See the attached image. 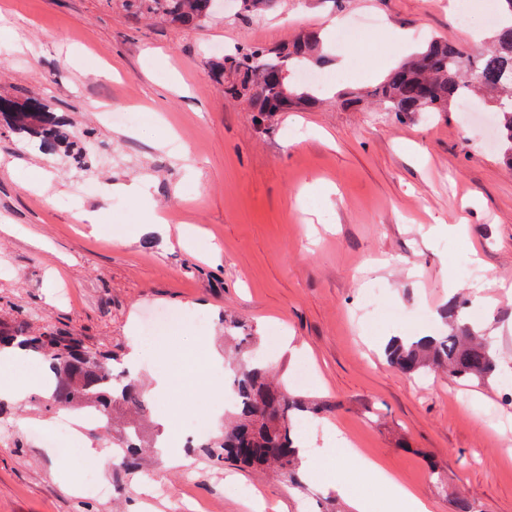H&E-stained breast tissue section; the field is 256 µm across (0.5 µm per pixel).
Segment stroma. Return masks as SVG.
Listing matches in <instances>:
<instances>
[{"label": "stroma", "mask_w": 512, "mask_h": 512, "mask_svg": "<svg viewBox=\"0 0 512 512\" xmlns=\"http://www.w3.org/2000/svg\"><path fill=\"white\" fill-rule=\"evenodd\" d=\"M453 0H275L263 17L221 12L194 30L125 12L118 0H0V98H34L64 114L75 133L94 131L106 160L83 172L0 133V308L31 310L34 327L57 325L126 356L144 344L137 324L154 309L181 313L179 341L133 375L150 387L158 362L175 382L164 411L224 417L181 380L187 349L224 350V318L259 340L287 337L294 356L267 352L292 393L337 404L309 434L343 429L364 455L383 463L426 501L454 512L468 497L477 512H512V402L500 383L442 374L410 377L391 367V337L423 336L433 314L456 297L512 372V170L500 164L477 117L444 112L402 120L367 92L407 55L438 36L471 49L494 28L462 26ZM372 17L358 40H335L338 25ZM316 31L330 42L321 103L257 122L227 100L209 59L243 44L274 48ZM152 113L117 126L104 109ZM168 222L146 230L128 196ZM103 214L98 235L84 213ZM67 285L72 303L56 291ZM309 382L294 385L299 366ZM224 357L214 378H232ZM56 412L5 400L0 420V512H174L171 491L195 512H347L320 483L288 486L274 473L208 466L198 448L183 463L158 458L130 473H98L112 495L71 490L63 473L88 463L49 458ZM440 475H432L430 463Z\"/></svg>", "instance_id": "1"}]
</instances>
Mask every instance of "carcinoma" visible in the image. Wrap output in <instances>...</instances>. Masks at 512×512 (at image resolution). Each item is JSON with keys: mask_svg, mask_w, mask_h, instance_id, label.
I'll list each match as a JSON object with an SVG mask.
<instances>
[{"mask_svg": "<svg viewBox=\"0 0 512 512\" xmlns=\"http://www.w3.org/2000/svg\"><path fill=\"white\" fill-rule=\"evenodd\" d=\"M135 16H155L185 29H195L213 15V0H119ZM502 21L497 25L492 48L474 56L444 38L432 39L411 60L392 70L374 91L381 108L406 118L447 112L462 99L469 85L496 94L494 119L498 131L499 159L512 169V0H495ZM319 43L314 32L277 49L238 46L211 67L213 77L224 85V95L248 103L264 118L292 107H311L317 99L291 81L293 69L308 59ZM474 65L475 79L468 81L462 62ZM0 124L43 155L81 165L93 147L92 133L79 138L67 120L34 98H0ZM33 313L18 310L0 318V350L18 347L42 357L55 373L48 397L51 410L99 409L107 414L114 405L137 416L129 425L124 454L113 465L127 471L140 465L146 448L147 401L138 384L125 372L115 373L112 348L90 345L76 333L45 326L34 330ZM240 365L232 379L235 422L224 429L219 441L208 446L211 464L233 462L255 470L273 467L294 486L301 482L297 421L319 417L339 405L307 403L275 384L268 367L256 355L257 337L245 325L224 318ZM387 362L408 374L446 370L459 381L485 384L499 370L500 357L477 331L463 326L441 336L412 341L392 339L385 350Z\"/></svg>", "mask_w": 512, "mask_h": 512, "instance_id": "carcinoma-1", "label": "carcinoma"}]
</instances>
